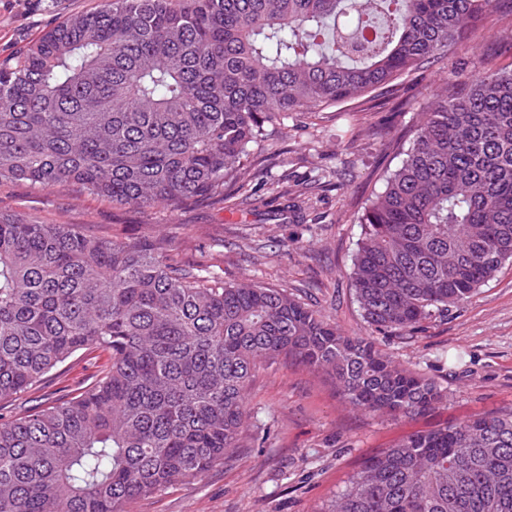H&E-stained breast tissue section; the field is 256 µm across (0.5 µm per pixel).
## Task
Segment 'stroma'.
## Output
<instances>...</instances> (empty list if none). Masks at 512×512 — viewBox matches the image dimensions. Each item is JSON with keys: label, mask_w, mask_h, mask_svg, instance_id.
I'll return each instance as SVG.
<instances>
[{"label": "stroma", "mask_w": 512, "mask_h": 512, "mask_svg": "<svg viewBox=\"0 0 512 512\" xmlns=\"http://www.w3.org/2000/svg\"><path fill=\"white\" fill-rule=\"evenodd\" d=\"M103 0H0V60L67 15ZM512 0H498L476 37L444 68L400 80L408 103L395 128L381 131L386 96L295 112L286 134L248 174L266 182L271 204L235 207L209 198L170 208L118 205L78 186L41 189L0 183V213L44 224H74L95 236L128 239L143 232L170 237L183 258L213 266L225 281L287 289L320 310L345 335L363 338L405 368L434 381L444 394L430 412L396 417L353 409L334 381L292 359L261 368L248 392V420L230 462L202 479L177 483L133 501L127 512H321L348 476L377 451L435 426L512 409V264L469 298L433 316L408 336L371 328L352 286L364 207L400 166L396 142H410L432 95L452 72L512 67ZM325 185L305 198L281 195L283 184ZM108 354L82 352L21 395L13 412L75 396L107 370Z\"/></svg>", "instance_id": "1"}]
</instances>
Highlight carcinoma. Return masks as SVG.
Masks as SVG:
<instances>
[{
	"label": "carcinoma",
	"instance_id": "carcinoma-1",
	"mask_svg": "<svg viewBox=\"0 0 512 512\" xmlns=\"http://www.w3.org/2000/svg\"><path fill=\"white\" fill-rule=\"evenodd\" d=\"M494 0H105L0 62V183L174 205L238 180L281 116L365 98L450 60ZM352 280L396 336L512 262V70L459 73L365 208ZM74 397L5 414L79 351ZM293 357L372 414L443 394L284 288L226 283L151 234L115 240L0 214V512H126L232 458L256 369ZM328 512H512V410L408 436Z\"/></svg>",
	"mask_w": 512,
	"mask_h": 512
}]
</instances>
